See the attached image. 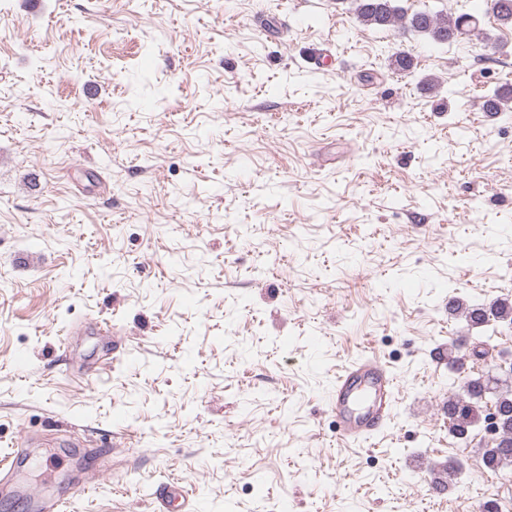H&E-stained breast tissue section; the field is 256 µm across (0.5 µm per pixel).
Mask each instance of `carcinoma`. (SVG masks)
I'll list each match as a JSON object with an SVG mask.
<instances>
[{
	"instance_id": "carcinoma-1",
	"label": "carcinoma",
	"mask_w": 512,
	"mask_h": 512,
	"mask_svg": "<svg viewBox=\"0 0 512 512\" xmlns=\"http://www.w3.org/2000/svg\"><path fill=\"white\" fill-rule=\"evenodd\" d=\"M357 18L365 25L393 27L398 31L416 32L436 44H450L474 35L479 19L468 13L457 16L427 10L412 13L394 5L395 0H355ZM486 13L502 25L512 24V0H484ZM512 97L496 93L484 102L490 113L508 110ZM473 325L491 321L512 324V302L500 300L490 307H474L466 312ZM468 337L448 343V372L463 376V392L448 397L443 409L448 416V431L461 443L468 442L471 428L482 421L483 410L491 408L498 416L497 428L482 451L484 466L496 472L512 467V382L496 375L466 371Z\"/></svg>"
}]
</instances>
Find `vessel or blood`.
<instances>
[{
	"mask_svg": "<svg viewBox=\"0 0 512 512\" xmlns=\"http://www.w3.org/2000/svg\"><path fill=\"white\" fill-rule=\"evenodd\" d=\"M393 388L392 373L375 358L362 357L345 366L327 397L337 437L357 444L379 433L389 418ZM155 498L162 512H197L196 501L183 485L160 486Z\"/></svg>",
	"mask_w": 512,
	"mask_h": 512,
	"instance_id": "obj_1",
	"label": "vessel or blood"
}]
</instances>
